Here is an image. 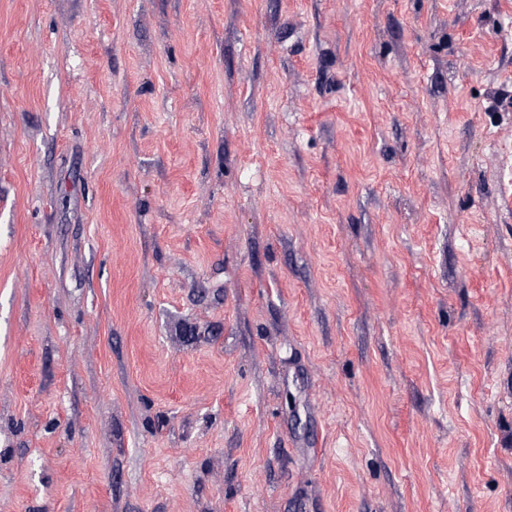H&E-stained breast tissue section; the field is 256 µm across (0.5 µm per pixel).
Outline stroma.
Returning a JSON list of instances; mask_svg holds the SVG:
<instances>
[{
	"mask_svg": "<svg viewBox=\"0 0 512 512\" xmlns=\"http://www.w3.org/2000/svg\"><path fill=\"white\" fill-rule=\"evenodd\" d=\"M0 512H512V0H0Z\"/></svg>",
	"mask_w": 512,
	"mask_h": 512,
	"instance_id": "obj_1",
	"label": "stroma"
}]
</instances>
